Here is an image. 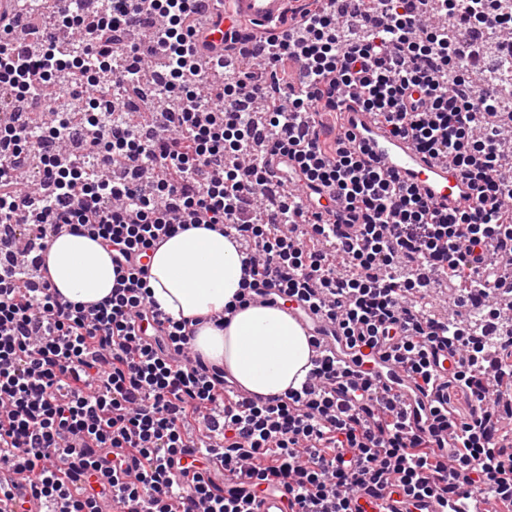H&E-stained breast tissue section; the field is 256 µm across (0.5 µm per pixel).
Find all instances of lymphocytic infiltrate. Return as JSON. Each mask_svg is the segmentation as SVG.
<instances>
[{"mask_svg": "<svg viewBox=\"0 0 512 512\" xmlns=\"http://www.w3.org/2000/svg\"><path fill=\"white\" fill-rule=\"evenodd\" d=\"M41 38L19 51L17 7H0V223L14 225L28 259L0 258V512H20L24 482L56 512H252L279 489L288 512H352L358 497L435 500L443 512H512V327L500 322L497 270L512 266V173L502 162L503 104L512 55L475 82L462 46L471 21L505 25L512 0H290L288 43L235 22L225 68L193 40L208 0H107L94 23L75 0H36ZM165 73L159 98L178 122L142 138L119 110L123 84ZM126 81V82H127ZM75 88L51 126H16V98L45 85ZM447 160L473 189L446 211L374 166L345 126L350 108ZM83 135L92 149L39 162L46 192L17 188L12 159L46 138ZM287 157L299 191L263 201L268 160ZM100 240L117 273L89 305L36 278L34 253L57 226ZM207 225L246 243L237 304L260 290L321 312L356 351L390 340L387 356L421 394L444 392L420 424L369 376L333 358L313 363L300 388L236 399L223 367L193 349L200 318L173 319L150 298L144 258L179 232ZM347 233H340V226ZM450 290L468 316L426 306ZM456 356L448 376L439 352ZM221 459L223 475L212 469Z\"/></svg>", "mask_w": 512, "mask_h": 512, "instance_id": "1", "label": "lymphocytic infiltrate"}]
</instances>
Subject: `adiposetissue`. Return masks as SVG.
<instances>
[{
  "instance_id": "ef3b65f1",
  "label": "adipose tissue",
  "mask_w": 512,
  "mask_h": 512,
  "mask_svg": "<svg viewBox=\"0 0 512 512\" xmlns=\"http://www.w3.org/2000/svg\"><path fill=\"white\" fill-rule=\"evenodd\" d=\"M244 256L232 239L200 226L175 234L150 258L149 287L162 310L176 319L223 311L242 288ZM48 274L67 299L90 305L112 292L110 252L80 234L57 238L45 256ZM196 352L225 367L236 383L260 396L300 387L311 368L307 332L278 306L249 305L218 328L198 326Z\"/></svg>"
}]
</instances>
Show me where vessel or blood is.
Instances as JSON below:
<instances>
[{
  "label": "vessel or blood",
  "instance_id": "b4317fda",
  "mask_svg": "<svg viewBox=\"0 0 512 512\" xmlns=\"http://www.w3.org/2000/svg\"><path fill=\"white\" fill-rule=\"evenodd\" d=\"M287 13L288 0H210V18L198 39L209 51L218 52L224 46V32L231 20L278 25ZM350 118L351 130L367 144L377 166L395 174L401 181L416 185L422 196L430 198L439 207L452 210L465 204L469 194L467 185L450 172L446 163L423 155L410 141L389 135L368 113L354 112ZM288 312L314 336L312 359L348 360L349 353L344 344L339 337L331 335L319 313L296 301L289 303ZM384 354L381 347L369 351V371L402 402H409L410 378L401 367L386 361Z\"/></svg>",
  "mask_w": 512,
  "mask_h": 512
}]
</instances>
